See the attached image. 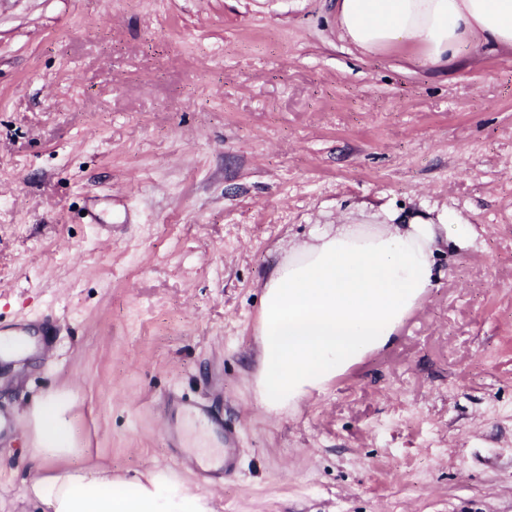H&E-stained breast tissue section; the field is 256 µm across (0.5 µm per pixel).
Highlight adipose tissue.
Here are the masks:
<instances>
[{
  "label": "adipose tissue",
  "mask_w": 512,
  "mask_h": 512,
  "mask_svg": "<svg viewBox=\"0 0 512 512\" xmlns=\"http://www.w3.org/2000/svg\"><path fill=\"white\" fill-rule=\"evenodd\" d=\"M341 38L375 55L416 49L433 64L457 59L475 42L512 48V0H334ZM473 225L316 224L289 246L263 285L257 336L259 403L278 412L322 390L380 349L433 286L441 244L464 248ZM76 399L63 390L28 407L23 430L29 499L43 512H217L211 495L192 492L160 468L136 478L105 465L82 466L73 428Z\"/></svg>",
  "instance_id": "obj_1"
}]
</instances>
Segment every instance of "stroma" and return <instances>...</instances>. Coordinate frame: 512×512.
<instances>
[{"label":"stroma","mask_w":512,"mask_h":512,"mask_svg":"<svg viewBox=\"0 0 512 512\" xmlns=\"http://www.w3.org/2000/svg\"><path fill=\"white\" fill-rule=\"evenodd\" d=\"M365 204L477 237L388 346L267 413L263 284ZM49 312L0 408L71 390L89 463L192 481L176 389L240 435L218 512H512V50L365 55L332 0H0V321ZM27 446L0 443V512H41Z\"/></svg>","instance_id":"1"}]
</instances>
